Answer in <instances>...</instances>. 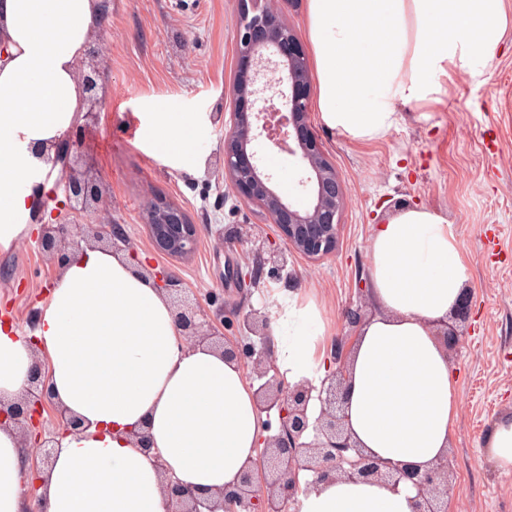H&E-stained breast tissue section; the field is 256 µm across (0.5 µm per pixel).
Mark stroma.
<instances>
[{"label": "stroma", "instance_id": "35a3bbf8", "mask_svg": "<svg viewBox=\"0 0 512 512\" xmlns=\"http://www.w3.org/2000/svg\"><path fill=\"white\" fill-rule=\"evenodd\" d=\"M242 11V0H107L92 35L105 48L99 63L105 103L93 122L71 130L81 146L77 167L97 174L103 200L79 223L122 225L136 261L169 272L225 343H244L240 315L256 309L277 318L293 293L319 309L328 351L355 339L351 313H374L365 287L373 226L398 205L437 210L454 229L473 294L460 342L448 352L459 386L448 450L450 496L456 512H512V471L499 470L483 452L493 421L512 410V32L482 76L443 79L440 102L395 101L397 122L376 140H352L311 110L349 195L337 250L321 259L289 252L281 280L264 276L239 288L226 280L229 268L254 265L256 248L284 247L261 208L238 197L224 178V125L234 110ZM150 112L198 113L203 137L191 162L150 148L143 136ZM261 165L275 175L282 197L307 208L297 184L304 169L299 158L265 149ZM159 196L197 224L191 256L160 253L149 237L142 212ZM59 274L33 238L0 254V322L30 334Z\"/></svg>", "mask_w": 512, "mask_h": 512}]
</instances>
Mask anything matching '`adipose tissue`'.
I'll list each match as a JSON object with an SVG mask.
<instances>
[{"label":"adipose tissue","mask_w":512,"mask_h":512,"mask_svg":"<svg viewBox=\"0 0 512 512\" xmlns=\"http://www.w3.org/2000/svg\"><path fill=\"white\" fill-rule=\"evenodd\" d=\"M101 0H0V251L28 235L51 188L52 147L85 113L79 66ZM308 39L323 123L356 141L395 123L393 100L437 99L441 77H477L512 31V0H307ZM191 112H153L146 137L171 158H193ZM369 291L379 312L351 348L347 424L360 448L428 466L445 454L458 418L457 378L437 334L468 277L445 219L407 208L373 228ZM315 305L289 302L272 360L289 383L320 385L327 362ZM48 358L55 401L81 422L60 437L34 490L21 440L0 427V512H166L165 476L217 495L255 463L267 435L237 362L180 336L173 310L133 261L98 248L72 255L31 338L0 325V397L18 395L34 354ZM148 432L152 450L131 434ZM167 470H160L159 461ZM414 493L340 478L302 486L295 512H413Z\"/></svg>","instance_id":"obj_1"}]
</instances>
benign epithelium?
Wrapping results in <instances>:
<instances>
[{
    "label": "benign epithelium",
    "instance_id": "obj_1",
    "mask_svg": "<svg viewBox=\"0 0 512 512\" xmlns=\"http://www.w3.org/2000/svg\"><path fill=\"white\" fill-rule=\"evenodd\" d=\"M98 71L82 72L88 94L86 118H95L102 106L98 97ZM311 84L309 63L302 43L281 19L269 9L250 11L244 7V20L238 34V62L233 83L234 112L224 131V174L235 193L257 204L274 224L287 249L311 258L336 251L340 217L347 202L344 182L324 152L310 121ZM263 140L308 164L312 175L298 184L310 188V205L301 211L284 200L274 189L273 175L260 170L257 151L251 144ZM31 155L45 163L61 166L65 179L63 209L83 208L98 201L101 182L88 171L79 172L75 162L81 155L77 141L65 136L49 155L42 147ZM145 226L156 249L171 256L187 257L197 245V225L177 204L155 198L143 213ZM38 246L63 266L82 245L112 252L127 245L119 224H90L83 227L66 220L45 222L35 232ZM154 284L169 295L175 323L190 344L207 343L224 357L238 363L248 360L256 377L265 379L257 389L259 412L278 410L279 433L264 439L261 458L263 479L255 470L245 469L233 486L224 488L218 498L224 512H284L300 492L299 471L312 472L313 483L325 484L338 478L384 484L393 490L410 483L415 490V512H448L451 476L448 455L428 467L384 461L366 453L352 441L346 424L347 364L341 344L332 354L335 368L318 391L320 414L310 421L309 403L314 388L293 386L269 376L270 318L254 310L239 320V328L253 337L240 347L224 346V337L204 319L202 311L186 298L173 295L175 281L158 272ZM54 404L45 365L36 359L27 373L26 395L9 404L0 399V427L10 425L26 438L44 463H49L57 437L78 428L80 422L59 408L61 430L45 433L40 429L39 406ZM167 512H216L197 492L169 477L165 485Z\"/></svg>",
    "mask_w": 512,
    "mask_h": 512
}]
</instances>
